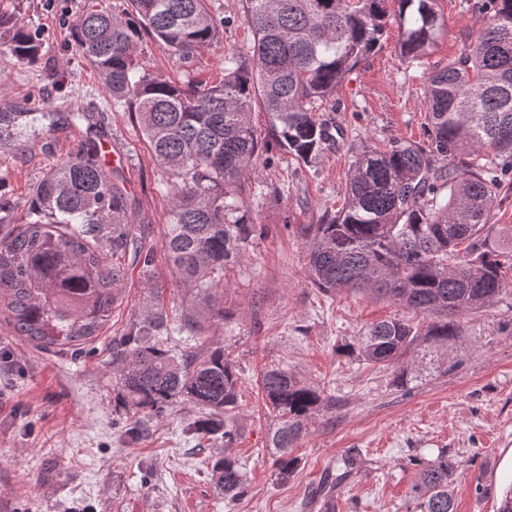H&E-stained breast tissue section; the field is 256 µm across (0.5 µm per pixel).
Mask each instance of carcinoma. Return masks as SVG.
I'll return each mask as SVG.
<instances>
[{"instance_id":"1","label":"carcinoma","mask_w":512,"mask_h":512,"mask_svg":"<svg viewBox=\"0 0 512 512\" xmlns=\"http://www.w3.org/2000/svg\"><path fill=\"white\" fill-rule=\"evenodd\" d=\"M387 0H244L254 34L252 55L224 56V78L173 82L148 73L138 40L162 42L184 64L219 39L226 20L206 0H128L117 13L87 0L72 20L80 55L99 73L112 100L138 123L152 157L169 175L168 226L162 248L180 282L208 300L204 316L224 319V269L256 232L243 182L269 142L251 120L266 112L279 149L305 163L343 134L316 114L339 110L333 96L347 74L379 44ZM399 57L418 61L447 24L438 0H396ZM484 26L459 55L426 79L427 140L394 141L386 150L353 151L341 208L308 228V271L326 293L352 290L393 299L434 317L422 332L402 319L373 324L345 345L365 361L397 367L400 387L416 378L403 364L417 339L436 349L458 336L453 315L489 305L509 286L512 228L488 223L512 175V0H482ZM36 32L0 13V53L40 58ZM19 112L0 110V145ZM112 225V256L132 245L124 185L112 178L93 141L82 144L33 186L22 223L0 236V313L14 333L38 347H76L109 321L124 272L93 240ZM150 308L112 345L113 380L123 403L160 414L188 402L202 416L194 433L231 448L237 431V373L224 349L176 352L145 340L167 336ZM262 390L283 419L272 437L278 477L298 465L288 454L321 402L320 393L284 368L262 377ZM224 496L246 490L244 467L230 454L211 463ZM457 462L425 465L411 487L419 512H454L449 486Z\"/></svg>"}]
</instances>
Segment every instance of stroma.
<instances>
[{"mask_svg": "<svg viewBox=\"0 0 512 512\" xmlns=\"http://www.w3.org/2000/svg\"><path fill=\"white\" fill-rule=\"evenodd\" d=\"M84 0H0L42 32L38 61L0 53V107L23 116L0 156V201L19 221L33 185L79 143L111 144L127 192L133 240L152 251L143 268L118 257L125 271L110 322L82 348L36 347L0 316V512H322L331 494L341 512H418L410 488L441 454L457 460L450 490L455 512H498L512 471V287L490 306L456 314L461 334L443 359L429 360L415 341L405 358L418 380L394 385V367L343 354L363 326L389 318L426 325L396 303L350 291L324 293L308 274L306 227L343 204L351 149L398 139L425 141L423 84L434 67L457 56L481 26L473 0H439L447 33L423 61H401L399 30L387 33L336 90L340 111L326 120L343 138L304 164L277 146L256 161L245 199L257 226L224 271V319L204 320L197 335L181 327L202 318L203 299L181 287L162 250L169 200L166 173L126 109L108 102L102 82L77 51L67 20ZM226 26L218 41L181 63L163 44L142 37L140 61L152 74L207 82L224 76V56H250L254 36L243 0H207ZM85 112L77 122L74 111ZM161 308L173 344L223 348L238 374L233 452L245 464L247 493L224 499L202 456L219 455L190 427L199 411L180 402L149 417V433L128 442L133 417L112 381V342L147 308ZM288 369L316 387L322 401L291 453L299 465L288 481L275 476L271 438L281 424L261 387L266 370Z\"/></svg>", "mask_w": 512, "mask_h": 512, "instance_id": "35a3bbf8", "label": "stroma"}]
</instances>
